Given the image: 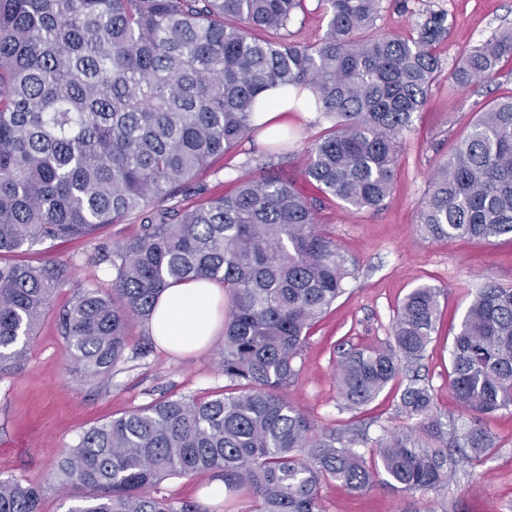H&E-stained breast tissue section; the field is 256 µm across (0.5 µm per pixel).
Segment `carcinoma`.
Returning a JSON list of instances; mask_svg holds the SVG:
<instances>
[{
    "mask_svg": "<svg viewBox=\"0 0 512 512\" xmlns=\"http://www.w3.org/2000/svg\"><path fill=\"white\" fill-rule=\"evenodd\" d=\"M317 8L323 37L298 45L285 33L306 0H0V370L26 358L59 285L54 263L5 260L26 245L141 218L103 250L110 289H77L61 315L85 378L110 375L130 323L149 320L170 285L209 279L228 300L224 392L153 401L83 433L57 463L61 486L81 492L68 512H177L158 486L201 471L222 472L251 512H323L324 482L362 491L384 474L404 492L437 494L494 447L481 416L512 407V286L484 285L463 313L450 351L456 418L418 382L440 289H411L385 346L338 350L345 410L412 375L397 403L408 424L360 452L356 429H320L287 397L307 331L343 293L350 263L317 228L320 199L268 163L231 193L168 205L249 135L268 88L309 89L331 123L302 172L323 197L356 209L390 197L400 136L441 70L448 15L426 11L414 36L363 39L381 0ZM505 60L512 29L464 52L449 78L465 89L494 81ZM418 223L431 240H512L511 93L438 164ZM40 500L39 488L0 479V512H40Z\"/></svg>",
    "mask_w": 512,
    "mask_h": 512,
    "instance_id": "carcinoma-1",
    "label": "carcinoma"
}]
</instances>
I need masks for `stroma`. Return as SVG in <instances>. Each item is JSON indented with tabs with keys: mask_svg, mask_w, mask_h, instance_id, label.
<instances>
[{
	"mask_svg": "<svg viewBox=\"0 0 512 512\" xmlns=\"http://www.w3.org/2000/svg\"><path fill=\"white\" fill-rule=\"evenodd\" d=\"M429 9L448 14L449 35L436 47L443 72L402 136L397 181L384 205L356 209L334 200L324 202L318 213L319 223L350 257V275L344 293L310 329L297 362L299 375L288 389L291 404L321 426L351 424L364 429L373 442L394 425L395 407L406 382L390 383L358 411H339L338 350L385 345L403 297L420 284L440 289L439 329L420 375L438 409L458 416L449 372L461 316L475 290L485 283L512 285V241H432L417 222L437 163L447 158L477 112L512 92V77L463 90L447 76L465 49L495 30L512 28V0H383L372 33L408 36ZM326 126L322 118L308 121L300 113H289L284 130L290 154L280 166L286 177L300 179L306 148ZM271 144L268 131L251 133L233 151L211 158L196 177L194 192H178V201L187 207L195 203L196 193L218 196L237 181L256 177ZM138 224L133 216L101 226L92 236L38 244L17 256L18 261L35 266L52 261L62 268L61 285L35 329L26 360L0 374V479L40 486L41 512H68L71 501L58 485L56 463L87 429L155 400L202 398L224 385L217 354L221 336H214L196 353L175 356L153 341L141 321L134 322L130 345L108 378L87 380L76 372L59 316L77 288H108L112 272L108 264L98 263V252L130 238ZM485 425L495 438V448L475 466L459 468L444 493L410 495L384 484L350 492L329 483L321 489L324 512H512V409L487 415ZM220 481L217 473L209 471L167 478L160 488L177 510L191 505L196 512H249V501H227L213 493V485Z\"/></svg>",
	"mask_w": 512,
	"mask_h": 512,
	"instance_id": "stroma-1",
	"label": "stroma"
}]
</instances>
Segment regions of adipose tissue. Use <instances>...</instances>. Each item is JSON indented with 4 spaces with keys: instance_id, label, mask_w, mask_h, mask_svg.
<instances>
[{
    "instance_id": "ef3b65f1",
    "label": "adipose tissue",
    "mask_w": 512,
    "mask_h": 512,
    "mask_svg": "<svg viewBox=\"0 0 512 512\" xmlns=\"http://www.w3.org/2000/svg\"><path fill=\"white\" fill-rule=\"evenodd\" d=\"M224 290L208 280L167 288L147 323L150 336L164 349L178 354L204 348L224 322Z\"/></svg>"
}]
</instances>
